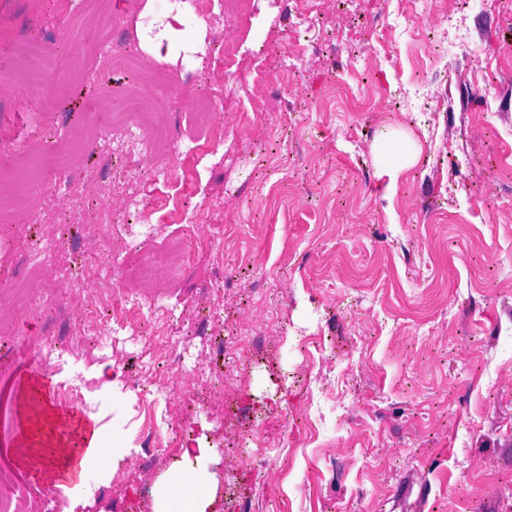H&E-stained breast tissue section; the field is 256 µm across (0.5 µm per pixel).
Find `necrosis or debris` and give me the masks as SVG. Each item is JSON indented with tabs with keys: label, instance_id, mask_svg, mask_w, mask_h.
I'll use <instances>...</instances> for the list:
<instances>
[{
	"label": "necrosis or debris",
	"instance_id": "4bbe7bcc",
	"mask_svg": "<svg viewBox=\"0 0 512 512\" xmlns=\"http://www.w3.org/2000/svg\"><path fill=\"white\" fill-rule=\"evenodd\" d=\"M274 2L286 25L285 35L293 56L319 48L321 41L313 36L316 22L310 16V0ZM467 3L468 0H454L449 5L445 0H425L424 13L431 21L419 26L418 36L421 43L430 47L428 61H435L447 50L448 30L463 22ZM437 15L446 16L447 25L434 23ZM19 28L20 36L13 47L15 73L29 91L37 92L61 60L69 57L71 48L64 43H47L40 15L21 16ZM119 46V60L136 77L141 89L113 93L109 101L93 111L92 122L101 131L98 155L103 175L113 186L124 188L125 194L119 205L100 203L87 214V223L101 225L104 230L108 258L103 261L96 253L86 252L80 256L77 271H65L67 295L78 312L68 329H61L56 320L62 305L58 297L43 299L24 292L31 269L44 267L55 253L73 249L70 220L60 222L53 241H45L37 232L40 212L27 205L28 199L37 194L66 195L69 184L59 180L58 175L66 170L67 160L62 154L36 149L34 143L42 131L30 127L23 129L16 140L20 174L0 172V184L8 182L13 186L10 196L0 195V222L10 223L20 212L34 231L13 275L5 279L0 301L23 305L29 313L41 316L47 332L43 340L32 344L13 335L9 322H1L0 359L15 362L23 356L34 360L38 367L61 372L76 364L82 350L121 351V358L113 363V375L125 391L138 397L154 393L177 404L168 413L165 426L146 425L127 451L134 467L145 470L155 460L166 457L169 449L197 444L201 435L187 408L178 405V391L158 386L159 367L190 366L199 379L196 399L202 405L224 387L223 377L197 360L193 348L205 326L220 318V308L210 302L187 317L168 303L165 292L153 288L162 279L178 280L203 255L214 260L215 288L223 286L224 234L217 231L202 235L197 231L204 213L220 208V201L212 200L192 210H172L167 199L154 194L153 187L178 174H189L200 156L214 152L223 142L224 125L210 83L202 82L203 103L193 114L201 135L184 145L181 152H174L178 132L161 119L171 110L172 78L143 64L134 34H127ZM161 211L187 225L185 234L174 245H166L164 225L148 221L150 215ZM205 340L216 357L258 344L254 335L210 336ZM128 357L134 358L136 371L127 369L124 360Z\"/></svg>",
	"mask_w": 512,
	"mask_h": 512
}]
</instances>
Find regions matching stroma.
I'll use <instances>...</instances> for the list:
<instances>
[{
	"label": "stroma",
	"mask_w": 512,
	"mask_h": 512,
	"mask_svg": "<svg viewBox=\"0 0 512 512\" xmlns=\"http://www.w3.org/2000/svg\"><path fill=\"white\" fill-rule=\"evenodd\" d=\"M57 0L45 36L65 39L74 56L50 77L32 105L24 87L0 88L8 110L45 132L40 146L72 142V196L115 203L111 184L92 172L82 143L85 101L100 92L136 90L134 76L111 55L86 56L93 22ZM400 0H356L337 12L319 0L322 50L307 51L288 94L264 98V110L245 133L235 114L255 98L259 71L282 72L286 57L255 62L238 54L228 78L235 92L222 103L224 141L201 158L187 208L209 199L221 209L205 215L202 231L224 227V291L210 296L208 260H200L168 290L189 314L213 298L224 310L217 333L263 329L260 353H229L216 373L232 371L201 420L208 432V465L218 496L208 512H512V5L471 0L469 45L451 35L444 63L456 77L433 78L441 100L411 97L396 108L394 94L413 88L414 58L422 49ZM41 0H0V73L11 69L10 49L23 10ZM130 0L109 10L140 25L141 38L162 44L163 67L180 86L172 108L182 134L192 131L195 82L206 63L194 42L230 27L231 39L279 44L284 23L272 0L231 24L173 23L168 0H147L149 15L129 12ZM399 57L386 60L387 46ZM399 162L396 192L384 199L374 186L388 161ZM250 180H243L244 171ZM328 336L332 367L316 365L314 346L298 335ZM310 384H303V372ZM15 371L0 374V476L25 491L48 485V455L64 456L52 406L33 423L16 414L25 396ZM349 390L353 406L338 421L334 396ZM310 414L319 433L287 431L284 414ZM27 425L25 439L14 427ZM252 433L244 464L233 451L241 431ZM30 460L26 475L15 454ZM174 466L158 460L129 473L122 449L107 460L89 457L82 476L54 484L59 512H113L123 499L154 512L156 494ZM105 486L85 496L82 480Z\"/></svg>",
	"instance_id": "35a3bbf8"
}]
</instances>
